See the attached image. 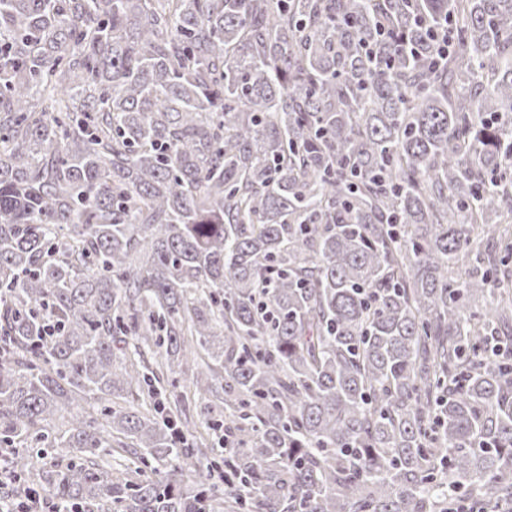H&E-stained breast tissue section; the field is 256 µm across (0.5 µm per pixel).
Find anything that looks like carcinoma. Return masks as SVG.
Instances as JSON below:
<instances>
[{
  "label": "carcinoma",
  "instance_id": "cac0c4a2",
  "mask_svg": "<svg viewBox=\"0 0 512 512\" xmlns=\"http://www.w3.org/2000/svg\"><path fill=\"white\" fill-rule=\"evenodd\" d=\"M511 223L512 0H0L10 470L58 512H495ZM190 363L215 446L161 401Z\"/></svg>",
  "mask_w": 512,
  "mask_h": 512
}]
</instances>
